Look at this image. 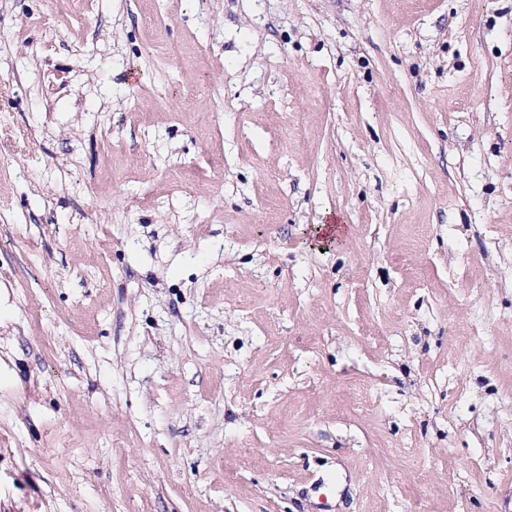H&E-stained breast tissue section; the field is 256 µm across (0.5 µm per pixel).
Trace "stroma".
I'll return each instance as SVG.
<instances>
[{
  "label": "stroma",
  "mask_w": 512,
  "mask_h": 512,
  "mask_svg": "<svg viewBox=\"0 0 512 512\" xmlns=\"http://www.w3.org/2000/svg\"><path fill=\"white\" fill-rule=\"evenodd\" d=\"M323 493L512 512V0H0V512Z\"/></svg>",
  "instance_id": "stroma-1"
}]
</instances>
